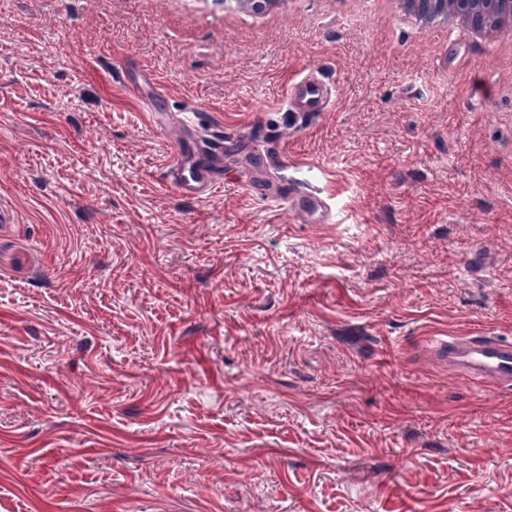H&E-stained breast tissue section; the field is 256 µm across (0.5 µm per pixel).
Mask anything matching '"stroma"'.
<instances>
[{"label": "stroma", "mask_w": 512, "mask_h": 512, "mask_svg": "<svg viewBox=\"0 0 512 512\" xmlns=\"http://www.w3.org/2000/svg\"><path fill=\"white\" fill-rule=\"evenodd\" d=\"M310 64L335 98L301 127ZM218 125L251 139L180 197ZM270 147L334 223L248 188ZM0 203V512H512V386L425 355L512 341L507 49L332 0L260 31L0 0ZM224 137L222 128L207 139L193 137L177 143L166 166L168 182L186 199H203L211 195L224 152L235 146Z\"/></svg>", "instance_id": "35a3bbf8"}]
</instances>
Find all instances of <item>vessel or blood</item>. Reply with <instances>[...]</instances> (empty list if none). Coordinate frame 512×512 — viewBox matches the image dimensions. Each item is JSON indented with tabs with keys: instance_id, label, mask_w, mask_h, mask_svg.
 I'll list each match as a JSON object with an SVG mask.
<instances>
[{
	"instance_id": "b4317fda",
	"label": "vessel or blood",
	"mask_w": 512,
	"mask_h": 512,
	"mask_svg": "<svg viewBox=\"0 0 512 512\" xmlns=\"http://www.w3.org/2000/svg\"><path fill=\"white\" fill-rule=\"evenodd\" d=\"M333 94L319 67L311 66L289 80L284 101L300 124H308L326 112ZM233 141L215 130L209 138L177 143L166 166L168 182L186 199H202L211 195L224 153L232 149ZM253 191L264 201L279 206L297 203L311 215L328 221L334 216L329 201L318 194L303 191L292 180L277 186L256 183ZM436 356L449 368L479 384H512V344L502 341L489 331L472 335L451 336L439 343Z\"/></svg>"
}]
</instances>
